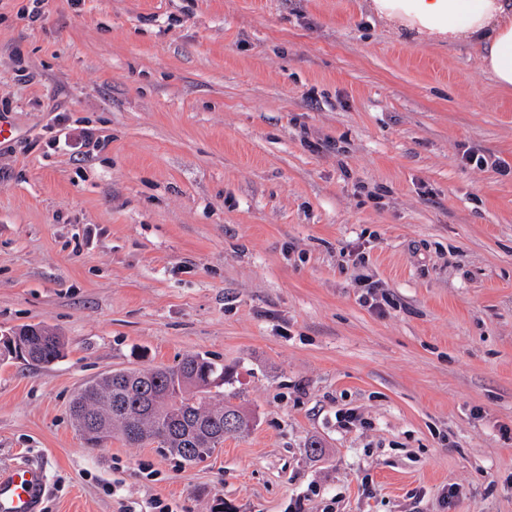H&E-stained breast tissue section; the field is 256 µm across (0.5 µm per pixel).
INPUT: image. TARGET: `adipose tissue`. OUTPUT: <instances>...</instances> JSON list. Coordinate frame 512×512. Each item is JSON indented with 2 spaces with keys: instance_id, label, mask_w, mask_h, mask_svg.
<instances>
[{
  "instance_id": "obj_1",
  "label": "adipose tissue",
  "mask_w": 512,
  "mask_h": 512,
  "mask_svg": "<svg viewBox=\"0 0 512 512\" xmlns=\"http://www.w3.org/2000/svg\"><path fill=\"white\" fill-rule=\"evenodd\" d=\"M375 7L449 41L476 44L493 82L512 91V0H375Z\"/></svg>"
}]
</instances>
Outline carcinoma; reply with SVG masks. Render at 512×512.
<instances>
[{
  "mask_svg": "<svg viewBox=\"0 0 512 512\" xmlns=\"http://www.w3.org/2000/svg\"><path fill=\"white\" fill-rule=\"evenodd\" d=\"M13 346H0V362L17 358L49 366L63 357L65 338L41 325H23ZM233 371L190 353L171 366L125 368L85 383L74 396L70 415L94 447L117 436L130 445L165 450L196 464L222 447L224 437L248 435L255 416L224 398Z\"/></svg>",
  "mask_w": 512,
  "mask_h": 512,
  "instance_id": "1",
  "label": "carcinoma"
}]
</instances>
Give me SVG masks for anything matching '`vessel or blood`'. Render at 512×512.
<instances>
[{
    "instance_id": "1",
    "label": "vessel or blood",
    "mask_w": 512,
    "mask_h": 512,
    "mask_svg": "<svg viewBox=\"0 0 512 512\" xmlns=\"http://www.w3.org/2000/svg\"><path fill=\"white\" fill-rule=\"evenodd\" d=\"M46 490V470L42 462L17 463L0 473V512H39Z\"/></svg>"
}]
</instances>
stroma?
I'll return each mask as SVG.
<instances>
[{"instance_id": "stroma-1", "label": "stroma", "mask_w": 512, "mask_h": 512, "mask_svg": "<svg viewBox=\"0 0 512 512\" xmlns=\"http://www.w3.org/2000/svg\"><path fill=\"white\" fill-rule=\"evenodd\" d=\"M0 115V335L68 341L0 364L42 512H512V93L478 49L372 0H0ZM188 353L248 436L85 443L83 382ZM15 339L12 347L0 346V362L22 356V360L35 366H49L63 357L65 338L56 331L41 325H23L10 336Z\"/></svg>"}]
</instances>
